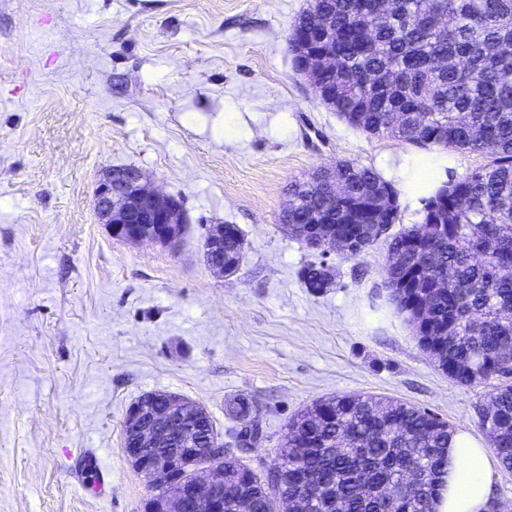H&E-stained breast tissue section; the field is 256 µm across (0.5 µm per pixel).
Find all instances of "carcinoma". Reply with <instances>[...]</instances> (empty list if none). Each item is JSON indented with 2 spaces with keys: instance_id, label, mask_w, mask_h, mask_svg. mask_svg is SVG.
<instances>
[{
  "instance_id": "obj_1",
  "label": "carcinoma",
  "mask_w": 512,
  "mask_h": 512,
  "mask_svg": "<svg viewBox=\"0 0 512 512\" xmlns=\"http://www.w3.org/2000/svg\"><path fill=\"white\" fill-rule=\"evenodd\" d=\"M380 0H309L307 11L328 20L315 48L336 55V68L314 92L350 126L421 149L480 153L488 163L446 186H424L420 222L379 240L373 211L380 195L398 196L372 168L340 161L332 170L346 185L342 197L321 180L292 186L285 224H307L314 212L331 221L329 240L357 249L354 259L384 242L397 256L385 283L420 348L448 379L472 386L490 378L494 413L482 417L500 464L512 470V0H396L393 18L373 24ZM390 112L406 113L403 125ZM244 237L224 225V259L242 261ZM445 288L437 276L446 268ZM328 268L301 271L314 292L333 287ZM416 287L405 288L404 282ZM227 413L238 422L231 447L234 479L225 512H273L263 486L270 471L244 462L262 436L258 405L238 399ZM291 439L279 458L288 467L280 496L296 512H434L455 429L437 414L379 395L318 399L292 416ZM410 469L419 482L402 484Z\"/></svg>"
}]
</instances>
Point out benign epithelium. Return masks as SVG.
Wrapping results in <instances>:
<instances>
[{"label": "benign epithelium", "instance_id": "7a95c632", "mask_svg": "<svg viewBox=\"0 0 512 512\" xmlns=\"http://www.w3.org/2000/svg\"><path fill=\"white\" fill-rule=\"evenodd\" d=\"M336 67V56L321 51L311 56L300 73L314 81L315 74ZM96 223L113 239L131 244L171 246L180 238L183 213L179 203L150 188L136 167L110 168L95 190ZM208 267L224 276L236 272L224 264V225L210 226L204 239ZM154 407L135 403L126 411L123 426L138 432L137 447L124 449L132 467L155 489L148 512H223L224 441L215 437L206 448L177 449L167 456L152 449L165 444L159 425L169 420L185 422L199 411L185 399L160 392L151 397Z\"/></svg>", "mask_w": 512, "mask_h": 512}]
</instances>
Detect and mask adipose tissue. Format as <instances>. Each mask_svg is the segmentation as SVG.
Segmentation results:
<instances>
[{"label":"adipose tissue","instance_id":"obj_1","mask_svg":"<svg viewBox=\"0 0 512 512\" xmlns=\"http://www.w3.org/2000/svg\"><path fill=\"white\" fill-rule=\"evenodd\" d=\"M489 450L483 442L457 433L448 450V472L435 500V512H486L493 496Z\"/></svg>","mask_w":512,"mask_h":512}]
</instances>
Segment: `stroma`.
<instances>
[{"mask_svg":"<svg viewBox=\"0 0 512 512\" xmlns=\"http://www.w3.org/2000/svg\"><path fill=\"white\" fill-rule=\"evenodd\" d=\"M308 0H0V512H143L153 487L123 452L148 392L262 407L245 458L271 467L291 416L371 393L484 438L491 383H451L391 302L386 256L304 248L281 224L291 184L352 161L419 222L414 171L438 181L484 156L370 136L321 104L287 37ZM132 165L177 200V248L129 245L94 218L104 169ZM213 224L245 233L232 277L202 254ZM333 269L323 293L299 277ZM98 461L90 468L82 460ZM328 268L317 263L306 265L301 271V279L305 287L317 293H320L324 288H332L335 280L334 277L327 278Z\"/></svg>","mask_w":512,"mask_h":512,"instance_id":"1","label":"stroma"}]
</instances>
